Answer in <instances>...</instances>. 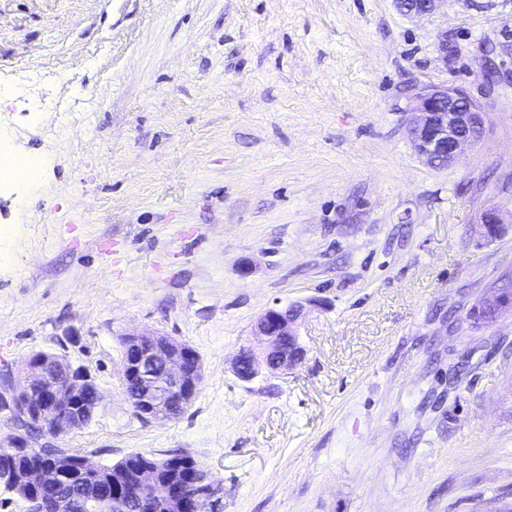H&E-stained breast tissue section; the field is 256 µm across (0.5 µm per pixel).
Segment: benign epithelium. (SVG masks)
I'll list each match as a JSON object with an SVG mask.
<instances>
[{"mask_svg":"<svg viewBox=\"0 0 512 512\" xmlns=\"http://www.w3.org/2000/svg\"><path fill=\"white\" fill-rule=\"evenodd\" d=\"M444 0H396L409 17L434 13ZM409 129L419 157L433 167L454 162L467 145L479 143L486 132V112L466 92L457 88L423 89L415 97ZM301 307H272L258 319L254 336L266 347L265 362L275 371L297 366L303 351L297 343V321ZM121 358L123 392L136 415L146 422H169L176 410H186L194 401L203 381V366L198 352L189 344L171 336L137 333L125 337ZM236 373L242 380L258 374L251 351L240 354ZM137 382V389L128 385ZM102 396L90 373L72 367L54 353L39 351L25 361L24 376L17 382L4 375L0 383V410L14 420L15 433L8 441L20 456H30L32 433L55 430L74 431L93 417ZM167 459L137 471L138 484L150 490L151 497L162 501L167 512H186L181 488L159 476ZM63 474H77L85 488H97L101 467L86 458L62 452L53 470L30 462L10 476H0V489L11 493L19 485L26 487L22 497L28 512H129L130 499L98 495L74 497L56 495L48 504L37 498L38 491Z\"/></svg>","mask_w":512,"mask_h":512,"instance_id":"7a95c632","label":"benign epithelium"}]
</instances>
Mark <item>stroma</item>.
Here are the masks:
<instances>
[{
	"label": "stroma",
	"mask_w": 512,
	"mask_h": 512,
	"mask_svg": "<svg viewBox=\"0 0 512 512\" xmlns=\"http://www.w3.org/2000/svg\"><path fill=\"white\" fill-rule=\"evenodd\" d=\"M21 76L61 108L0 109L51 160L0 190V371L59 353L103 398L57 447L187 452L205 512H512V314L469 320L512 268V0H0V85ZM440 86L487 127L434 168L408 110ZM292 304L301 364L241 380ZM146 330L202 360L179 419L123 393ZM443 0H396L398 8L409 17H423L434 13Z\"/></svg>",
	"instance_id": "obj_1"
}]
</instances>
